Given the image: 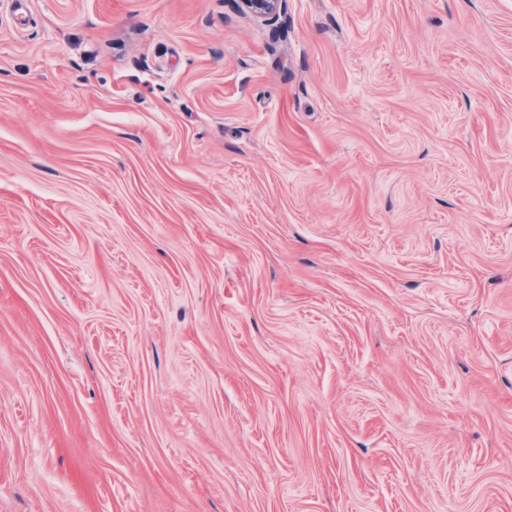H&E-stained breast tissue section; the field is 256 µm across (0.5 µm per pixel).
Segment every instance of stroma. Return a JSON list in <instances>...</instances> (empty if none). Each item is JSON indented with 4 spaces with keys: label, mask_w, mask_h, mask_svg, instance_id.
Instances as JSON below:
<instances>
[{
    "label": "stroma",
    "mask_w": 512,
    "mask_h": 512,
    "mask_svg": "<svg viewBox=\"0 0 512 512\" xmlns=\"http://www.w3.org/2000/svg\"><path fill=\"white\" fill-rule=\"evenodd\" d=\"M0 0V512H512V0Z\"/></svg>",
    "instance_id": "1"
}]
</instances>
